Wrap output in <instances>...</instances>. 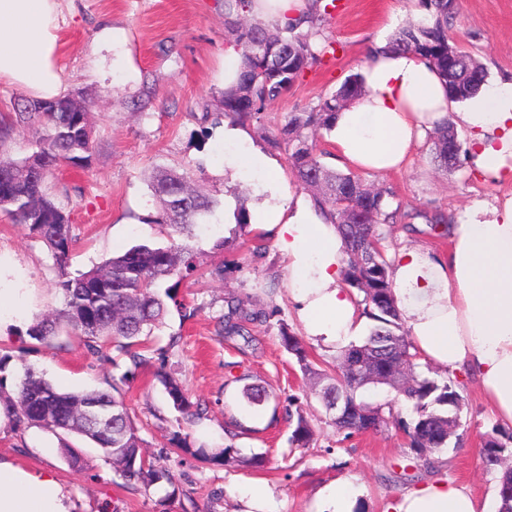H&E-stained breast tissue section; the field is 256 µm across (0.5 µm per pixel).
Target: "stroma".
<instances>
[{"label":"stroma","mask_w":512,"mask_h":512,"mask_svg":"<svg viewBox=\"0 0 512 512\" xmlns=\"http://www.w3.org/2000/svg\"><path fill=\"white\" fill-rule=\"evenodd\" d=\"M336 2L337 9L323 12L320 25L321 38L333 42L335 53L320 57L259 119L245 124L253 145L268 151L282 186L293 192L298 184L288 154L269 150L267 137L288 113L316 108L349 75L361 72L375 38L390 39L400 26L425 14L420 0ZM63 9L69 18L58 58L65 90L82 94L95 115L89 167L64 166L47 179L49 192L71 212L74 269L86 270L133 245L160 241L158 226L145 221L153 211L146 180L153 166L191 164L219 199L244 186L257 193V181L232 179L233 166L224 159V125L216 119L224 90V54L232 44L224 27V0H63ZM108 18L125 28L127 42L113 53V67L105 77L95 78L89 73V44ZM448 34L486 68L489 83L512 76V0H460ZM147 83L155 95L140 114L129 102ZM431 147V139H424L404 171L364 177L366 183L395 193L392 204L399 212L386 248L424 242L446 252L449 240L430 232L428 216L453 217L473 200L512 194V182L484 180L472 168L446 171L434 162ZM259 241L265 251L257 256L252 249ZM234 259L235 267L223 275H196L180 283L177 299L194 308L195 317L186 321L170 309L154 331L158 358L123 388L148 453L159 456L175 477L174 495L161 488L127 486L88 439L19 428L10 419L0 423V461L51 474L73 512H244L241 492L258 483L270 489L273 512H317L321 489L345 479L359 489V512H384L387 504L434 480L466 486L481 499L496 496L498 474L485 467L479 450L488 436L512 435V426L497 421L463 372L455 374L463 384L461 425L445 448L423 453L410 448L401 423L412 419L411 406L386 386L368 389L364 396L375 403L395 401L397 418L378 432H340L281 345L279 332L285 325L320 368L336 363L335 353L310 336L296 317L288 296L287 262L274 238L249 226L237 241ZM56 280L43 243L0 216V354L11 357L9 381L31 366L63 391L103 387L122 370L91 354L79 339L52 348L25 334L35 315L61 308ZM233 296L276 307L277 313L270 322L249 325L247 335H218L217 319ZM173 334L180 342L171 349L167 343ZM163 372L179 378L191 399L206 404L203 419H182L157 379ZM247 384L266 391L265 404L244 400ZM291 406L301 407L311 425L310 447L288 443L295 427L287 415ZM177 435L185 437L189 450L177 449L172 442ZM65 443L80 449L81 468L66 462L61 451ZM228 444L242 456H264V468L206 461L194 454L202 448L212 455Z\"/></svg>","instance_id":"1"}]
</instances>
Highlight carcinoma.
<instances>
[{"label":"carcinoma","instance_id":"carcinoma-1","mask_svg":"<svg viewBox=\"0 0 512 512\" xmlns=\"http://www.w3.org/2000/svg\"><path fill=\"white\" fill-rule=\"evenodd\" d=\"M421 3L428 16L399 30L389 40L388 48L413 52L432 63L451 100L472 99L487 84L488 74L468 52L449 44L448 26L458 13L459 0ZM224 8L227 32L234 37L241 66L235 85L222 93V116L244 123L286 93L312 61L333 48V43L314 42L312 32L298 30L297 22L269 30L257 22L245 21L249 0H224ZM362 91V77L348 76L318 109L288 113L269 144L288 152L298 185L311 192L315 206L337 225L345 244L344 282L357 290L362 314L375 325L361 343L340 351L333 374L318 369L302 340L284 325L280 327L281 342L303 375L315 381L322 407L335 400L336 393L346 391L351 419L335 425L350 434L366 430L365 419L371 420L372 430L378 431L394 416L393 404L370 402L363 392L388 384L392 367L404 366L407 374L394 390L412 404L415 414L412 422L403 424L409 446L416 451H437L448 445V417L459 418L462 396L449 378L430 376L421 370L398 315L390 262L383 247L384 226L394 218L389 210L394 192L387 187L371 191L359 176L327 168L315 148L314 132L329 129L332 115ZM32 124L40 127V134L26 156L16 158L0 152V215L23 225L29 235L47 247L58 272L56 289L62 295L63 308L36 317L25 334L48 346L58 336H76L92 353L107 360L108 351L117 352L128 359V367L104 388L64 392L42 373L26 366L13 404L15 420L20 425L90 440L104 461L132 487L147 490L162 482L172 486L174 475L170 469L144 452L143 440L122 397V385L150 362L146 355L148 342L168 313L165 299L173 301L185 319L197 313L176 301L174 287L160 294L162 285L173 278L181 281L190 277L206 263L214 265L215 274H223L225 254L233 250L235 239H218L206 252L193 249L188 240L220 201L202 189L189 167L158 169L149 177L157 213L147 222L160 228L167 243L137 244L99 266L71 273L73 222L69 211L48 192L46 182L50 172L62 163L77 168L90 165L92 113L87 106L76 105L70 94L51 100H27L14 116L0 121V142L13 128ZM456 140L457 132L448 122L435 131L434 153L450 171L463 169L466 161L461 146L448 155V143ZM226 307L219 331L224 336H239L243 324L265 322L271 316L265 309H251L235 297L226 300ZM160 382L185 419L204 417L206 407L191 401L181 382L166 374L160 376ZM296 415L289 442L295 448H307L312 430L302 411H296ZM483 462L489 468L501 467L500 512H512V468L486 458Z\"/></svg>","mask_w":512,"mask_h":512}]
</instances>
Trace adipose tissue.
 I'll use <instances>...</instances> for the list:
<instances>
[{"instance_id":"1","label":"adipose tissue","mask_w":512,"mask_h":512,"mask_svg":"<svg viewBox=\"0 0 512 512\" xmlns=\"http://www.w3.org/2000/svg\"><path fill=\"white\" fill-rule=\"evenodd\" d=\"M62 0H0V82L37 99L64 92L58 66ZM312 0H252L250 13L273 28L308 14ZM364 90L336 113L330 134L340 162L361 171L401 170L426 131L449 120L470 136L473 170L512 181V80L481 91L462 111L449 113L448 95L434 67L413 53L375 41L363 69ZM224 139L241 151L242 172L267 180L250 211L272 233L288 264V288L311 336L342 349L366 318L343 281L344 242L303 193L283 194L276 166L252 146L238 124ZM450 248L422 245L389 252L399 316L422 362L473 376L501 424L512 425V197L478 199L448 227ZM496 498L478 500L466 487L437 481L415 488L386 512H498ZM0 512H67L51 475L0 463Z\"/></svg>"}]
</instances>
